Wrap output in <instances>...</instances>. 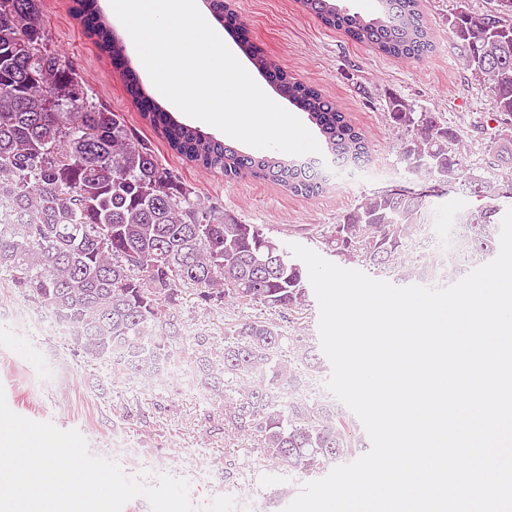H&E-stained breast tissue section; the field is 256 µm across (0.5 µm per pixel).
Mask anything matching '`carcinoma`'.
<instances>
[{"label": "carcinoma", "mask_w": 512, "mask_h": 512, "mask_svg": "<svg viewBox=\"0 0 512 512\" xmlns=\"http://www.w3.org/2000/svg\"><path fill=\"white\" fill-rule=\"evenodd\" d=\"M325 27L342 30L383 55L420 61L433 41L420 0H380L365 19L335 0H301ZM209 9L238 27L242 48L269 75L278 94L305 112L342 164H362L369 142L336 104L288 75L253 43L225 0ZM78 16L99 50L125 58V45L98 0H79ZM450 30L472 79L491 93L501 120L491 167L512 164V0L480 13L460 8ZM127 88L142 116L168 147L197 168L228 181L252 177L295 195L319 192L314 165L253 156L174 120L133 79ZM393 122L407 131L401 162L437 187H451L464 167L461 139L431 112L392 103ZM422 197L390 190L365 197L322 236L327 251L403 280L426 278L427 265L406 264L422 246L415 215ZM457 225L467 247L456 269L495 258L502 206L488 205ZM0 280L66 329L80 332L76 352L113 376L162 382L160 361L183 357L212 398L224 402V425L260 438L261 456L289 475L319 476L330 463L368 448L355 421L319 396L287 400L305 378L326 370L305 336L283 323L254 318L224 328V346L208 331L187 334L180 297L263 307L297 324L309 307L307 268L257 224H244L205 200L163 167L122 118L90 100L86 84L49 45L40 0H0Z\"/></svg>", "instance_id": "1"}]
</instances>
